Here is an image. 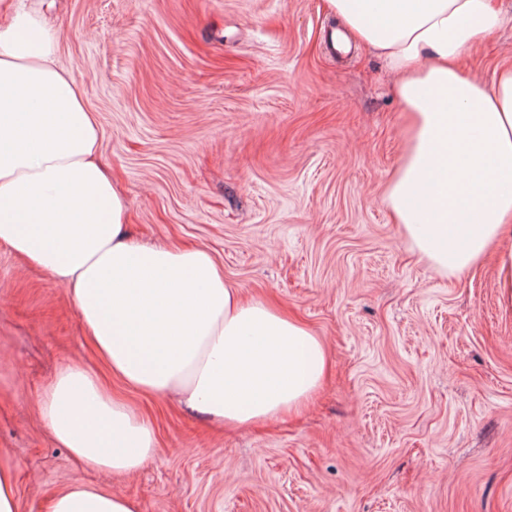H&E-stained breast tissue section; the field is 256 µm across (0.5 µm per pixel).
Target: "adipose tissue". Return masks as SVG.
<instances>
[{"instance_id":"adipose-tissue-1","label":"adipose tissue","mask_w":512,"mask_h":512,"mask_svg":"<svg viewBox=\"0 0 512 512\" xmlns=\"http://www.w3.org/2000/svg\"><path fill=\"white\" fill-rule=\"evenodd\" d=\"M382 57L407 114L385 203L415 252L462 273L512 239V67L492 84L459 58L499 26L490 0H326ZM57 34L12 7L0 21V243L69 288L113 377L179 396L227 426L300 411L321 386L327 349L305 324L243 300L205 250L136 244L102 167L97 119L55 59ZM57 442L85 467L129 474L156 448L152 427L79 365L42 402ZM46 512H137L108 486L70 483Z\"/></svg>"}]
</instances>
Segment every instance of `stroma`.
I'll use <instances>...</instances> for the list:
<instances>
[{
  "instance_id": "1",
  "label": "stroma",
  "mask_w": 512,
  "mask_h": 512,
  "mask_svg": "<svg viewBox=\"0 0 512 512\" xmlns=\"http://www.w3.org/2000/svg\"><path fill=\"white\" fill-rule=\"evenodd\" d=\"M510 15L460 63L512 66ZM59 64L95 111L134 240L207 250L224 277L325 342L300 413L224 429L128 392L157 435L105 477L40 404L97 367L67 288L0 244V461L18 512L80 478L139 512H512V310L494 259L433 270L384 203L405 116L384 60L334 51L325 0H51Z\"/></svg>"
}]
</instances>
